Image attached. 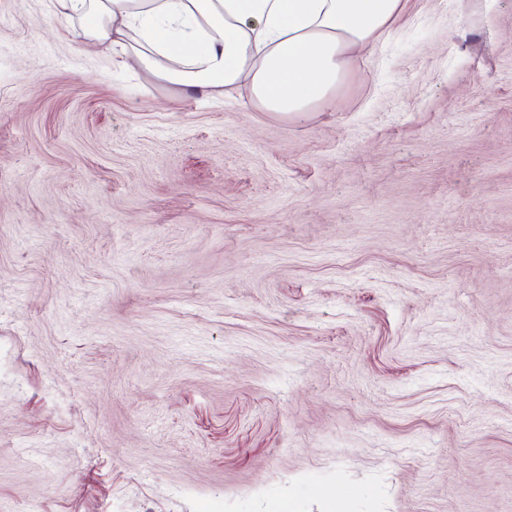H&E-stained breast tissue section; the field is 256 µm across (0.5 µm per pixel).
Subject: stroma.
I'll return each instance as SVG.
<instances>
[{
    "instance_id": "35a3bbf8",
    "label": "stroma",
    "mask_w": 512,
    "mask_h": 512,
    "mask_svg": "<svg viewBox=\"0 0 512 512\" xmlns=\"http://www.w3.org/2000/svg\"><path fill=\"white\" fill-rule=\"evenodd\" d=\"M294 481L512 512V0H407L303 115L0 0V512Z\"/></svg>"
}]
</instances>
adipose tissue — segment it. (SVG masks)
Wrapping results in <instances>:
<instances>
[{"mask_svg": "<svg viewBox=\"0 0 512 512\" xmlns=\"http://www.w3.org/2000/svg\"><path fill=\"white\" fill-rule=\"evenodd\" d=\"M404 0H53L75 37L112 47L185 90L232 96L249 82L263 110L329 105L346 56L378 41Z\"/></svg>", "mask_w": 512, "mask_h": 512, "instance_id": "1", "label": "adipose tissue"}]
</instances>
